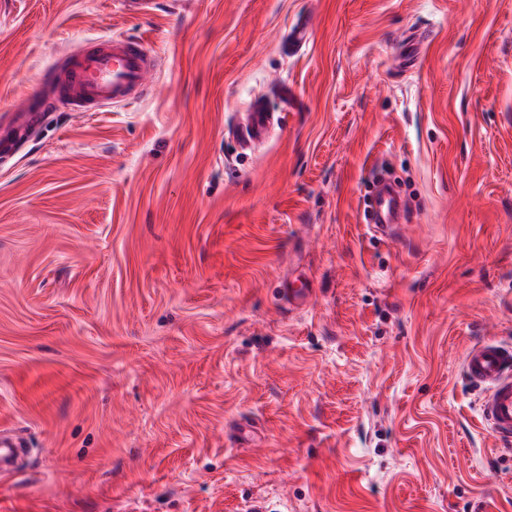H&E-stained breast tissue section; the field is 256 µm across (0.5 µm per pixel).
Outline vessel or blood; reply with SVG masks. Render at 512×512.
Returning a JSON list of instances; mask_svg holds the SVG:
<instances>
[{"mask_svg":"<svg viewBox=\"0 0 512 512\" xmlns=\"http://www.w3.org/2000/svg\"><path fill=\"white\" fill-rule=\"evenodd\" d=\"M162 61L138 37L116 35L87 39L60 56L41 76L42 91L0 111V150L13 146L25 129L40 126L49 113L102 112L115 104L142 100ZM273 110L260 99L246 111L238 138L259 146L270 136ZM402 211L401 201L385 186L377 187L366 222L381 237L392 235ZM463 374L483 392L481 416L490 434L502 445H512V346L495 340L473 344L463 357ZM14 432L0 433V470L24 447Z\"/></svg>","mask_w":512,"mask_h":512,"instance_id":"vessel-or-blood-1","label":"vessel or blood"}]
</instances>
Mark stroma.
I'll list each match as a JSON object with an SVG mask.
<instances>
[{
	"label": "stroma",
	"instance_id": "obj_1",
	"mask_svg": "<svg viewBox=\"0 0 512 512\" xmlns=\"http://www.w3.org/2000/svg\"><path fill=\"white\" fill-rule=\"evenodd\" d=\"M156 2L0 0V109L88 38L164 59L0 160V428L29 448L0 512H512L462 370L512 343V0ZM389 162L393 241L363 222ZM274 110L263 100H254L246 111L244 123L238 128V138L245 146L263 145L274 125Z\"/></svg>",
	"mask_w": 512,
	"mask_h": 512
}]
</instances>
